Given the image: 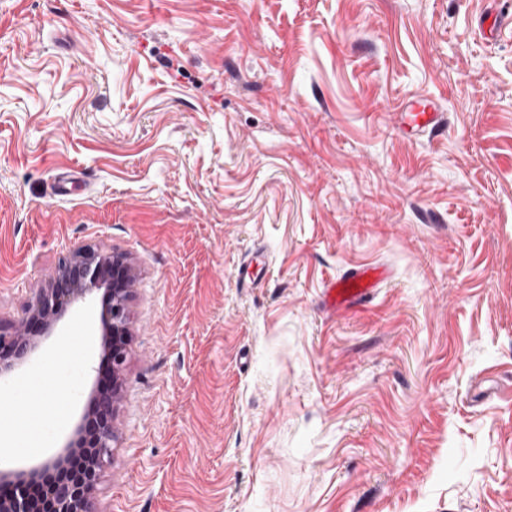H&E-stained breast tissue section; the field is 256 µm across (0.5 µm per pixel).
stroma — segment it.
Listing matches in <instances>:
<instances>
[{
	"mask_svg": "<svg viewBox=\"0 0 512 512\" xmlns=\"http://www.w3.org/2000/svg\"><path fill=\"white\" fill-rule=\"evenodd\" d=\"M503 3L0 0V333L75 249L134 280L90 512H512ZM420 96L445 124L404 138ZM106 298L0 381L43 455L103 382ZM387 278L383 265H360L332 281L326 288V296L333 308H349L367 300Z\"/></svg>",
	"mask_w": 512,
	"mask_h": 512,
	"instance_id": "obj_1",
	"label": "stroma"
}]
</instances>
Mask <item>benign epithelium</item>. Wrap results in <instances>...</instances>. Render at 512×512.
<instances>
[{"mask_svg": "<svg viewBox=\"0 0 512 512\" xmlns=\"http://www.w3.org/2000/svg\"><path fill=\"white\" fill-rule=\"evenodd\" d=\"M133 285L131 274L120 255L103 254L83 247L66 256L48 276L16 331L0 335V377L20 366L38 347L39 339L50 333L62 313L94 291L105 287L109 298L103 324L104 347L111 384L92 398V409L77 426L61 452L40 462L27 474L35 481L45 473L67 471L69 459L79 453L87 458L93 481L62 477L41 503L24 493L0 492V512H89L90 497L104 463L112 454L114 400L126 357L129 333L126 298Z\"/></svg>", "mask_w": 512, "mask_h": 512, "instance_id": "benign-epithelium-1", "label": "benign epithelium"}]
</instances>
